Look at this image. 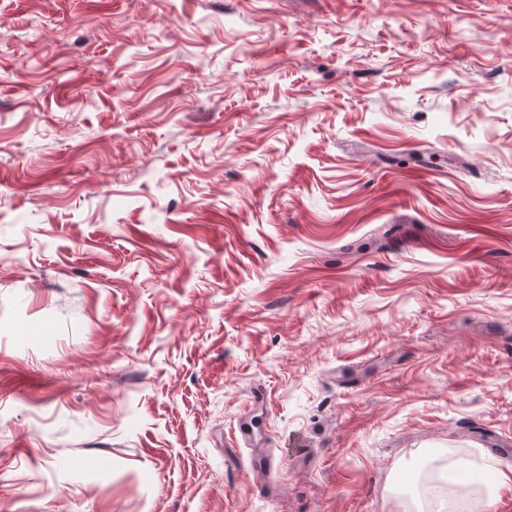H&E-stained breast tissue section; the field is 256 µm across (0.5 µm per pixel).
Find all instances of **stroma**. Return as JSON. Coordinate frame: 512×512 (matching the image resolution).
<instances>
[{
    "label": "stroma",
    "mask_w": 512,
    "mask_h": 512,
    "mask_svg": "<svg viewBox=\"0 0 512 512\" xmlns=\"http://www.w3.org/2000/svg\"><path fill=\"white\" fill-rule=\"evenodd\" d=\"M489 440L512 0H0V512H512Z\"/></svg>",
    "instance_id": "35a3bbf8"
}]
</instances>
